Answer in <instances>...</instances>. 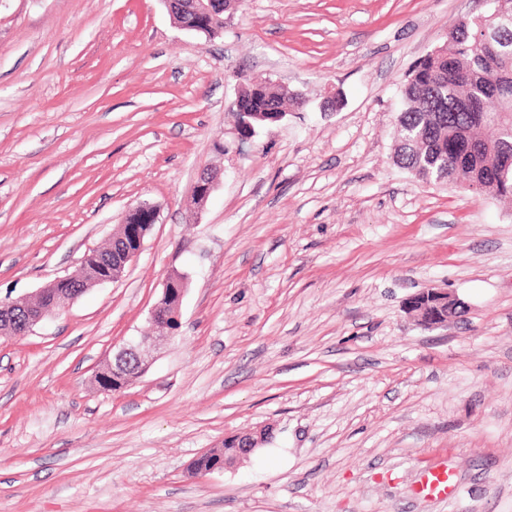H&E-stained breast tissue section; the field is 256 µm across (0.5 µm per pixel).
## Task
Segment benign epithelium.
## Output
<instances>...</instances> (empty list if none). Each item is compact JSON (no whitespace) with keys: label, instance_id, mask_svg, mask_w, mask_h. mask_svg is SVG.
<instances>
[{"label":"benign epithelium","instance_id":"benign-epithelium-1","mask_svg":"<svg viewBox=\"0 0 512 512\" xmlns=\"http://www.w3.org/2000/svg\"><path fill=\"white\" fill-rule=\"evenodd\" d=\"M168 11H181L191 17L192 24H183V28L196 32L204 31L203 25L207 17L213 12L214 0H162ZM218 173L202 170L193 186L187 208L194 212L207 201L217 186ZM147 233H138L133 241L120 236L116 263L112 264L110 276L97 278V285L112 282L122 276L126 267L140 253ZM64 278H58L50 284L40 288L34 295L36 303L25 308L22 315L21 334L26 335L33 327L46 317L56 313L57 310L82 295L84 288L73 287L65 292L60 291L58 285ZM188 276L173 271L165 279L162 295L149 311V321L153 326V334L140 336L123 344L114 354L109 365L115 373L132 364L135 366L130 383H135L149 368L150 350L171 340L176 330L175 324L179 321L180 306L178 301L186 291ZM406 310L415 321L428 330L444 328L448 323L462 317L465 313L466 303L457 295L446 289L424 288L411 296L406 302ZM270 435L269 429L261 428L255 432L234 433L224 436L227 447L234 449V453L224 458L211 468V471L233 468L245 461L251 453L261 447Z\"/></svg>","mask_w":512,"mask_h":512}]
</instances>
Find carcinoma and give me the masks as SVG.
Masks as SVG:
<instances>
[{"label":"carcinoma","instance_id":"cac0c4a2","mask_svg":"<svg viewBox=\"0 0 512 512\" xmlns=\"http://www.w3.org/2000/svg\"><path fill=\"white\" fill-rule=\"evenodd\" d=\"M508 48L494 58L482 56L476 35ZM406 103L397 122L396 164L423 182H451L468 194L512 197V167L501 162L512 152V26L481 27L474 19L452 26L443 45L418 64L403 89ZM304 105V99L274 83L264 88L262 107L250 122L259 129L277 123L267 108ZM231 449L220 445L193 461L206 472Z\"/></svg>","mask_w":512,"mask_h":512}]
</instances>
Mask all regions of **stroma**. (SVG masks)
Returning <instances> with one entry per match:
<instances>
[{
	"label": "stroma",
	"mask_w": 512,
	"mask_h": 512,
	"mask_svg": "<svg viewBox=\"0 0 512 512\" xmlns=\"http://www.w3.org/2000/svg\"><path fill=\"white\" fill-rule=\"evenodd\" d=\"M486 11L234 0L208 38L162 0H0V301L75 274L129 207L159 213L121 278L0 335V512H512V203L393 160L409 73ZM248 75L306 104L245 140ZM174 270V338L100 391ZM430 287L465 316L417 325ZM264 425L242 464L191 472ZM441 463L459 493L418 497ZM218 173L215 171L204 169L202 170L193 186V190L189 200L187 201V208L190 212L199 210L201 206L207 201L211 193L217 186ZM406 310L421 327L433 330L462 317L466 303L448 289L424 288L408 299Z\"/></svg>",
	"instance_id": "obj_1"
}]
</instances>
